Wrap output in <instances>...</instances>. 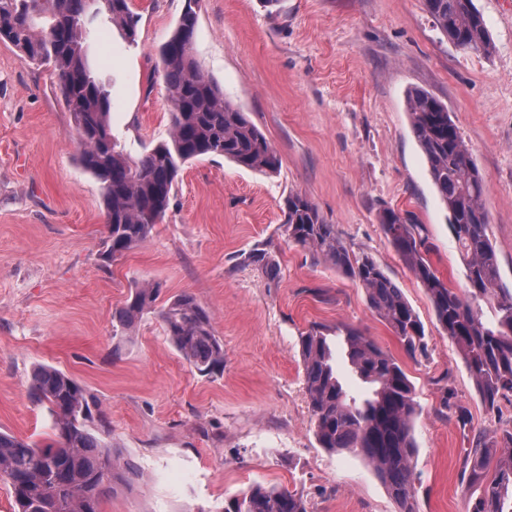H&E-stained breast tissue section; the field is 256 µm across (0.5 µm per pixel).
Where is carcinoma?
<instances>
[{"label": "carcinoma", "instance_id": "1", "mask_svg": "<svg viewBox=\"0 0 512 512\" xmlns=\"http://www.w3.org/2000/svg\"><path fill=\"white\" fill-rule=\"evenodd\" d=\"M185 4L176 26L159 50V69L169 93L168 138L140 158L124 153L109 122L112 78L102 79L91 58V37L107 21L123 39L136 44L139 15L132 0H0V41L22 61L47 65L80 145L84 170L100 184L108 236L100 257L109 264L144 243L169 209L185 163L222 156L239 166L276 173L281 159L262 131L224 98L192 53L198 14ZM441 33L467 52L493 49L483 16L473 0H424ZM412 132L429 175L449 214V226L465 267L467 288L448 285L426 258L421 225L409 215L384 208L379 221L389 243L431 300L436 328L460 348L486 413L500 421L502 404L512 405V289L502 284L496 248L489 235L483 198L487 183L448 107L428 92L407 96ZM288 241L308 249L364 289L367 302L412 355L424 347L425 328L401 288L367 255L350 252L304 195L291 194L283 224ZM275 281L279 258L258 243L244 255ZM160 285L132 287L113 320L133 328L154 309ZM495 308L484 319L480 302ZM158 315L171 343L199 374L224 366V344L209 314L190 294L173 297ZM341 341L350 372L367 392L348 391L336 368ZM303 381L319 447L365 459L397 503L399 512H416L412 461L417 443L415 387L398 360L358 328L312 324L300 333ZM30 397L52 419L50 442L39 446L0 431V480L12 492L15 512H102L113 484L123 479L112 445L102 435L108 422L98 399L58 368L41 364L32 373ZM454 412L467 424L469 413L452 389L444 390L439 412ZM464 479L475 493L469 512H512V430L478 432L467 449ZM224 512H309L303 497L278 487L256 486L224 501Z\"/></svg>", "mask_w": 512, "mask_h": 512}]
</instances>
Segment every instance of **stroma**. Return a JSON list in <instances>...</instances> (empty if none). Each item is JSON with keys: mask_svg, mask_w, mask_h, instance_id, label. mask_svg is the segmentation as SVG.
Returning a JSON list of instances; mask_svg holds the SVG:
<instances>
[{"mask_svg": "<svg viewBox=\"0 0 512 512\" xmlns=\"http://www.w3.org/2000/svg\"><path fill=\"white\" fill-rule=\"evenodd\" d=\"M473 2L494 43L488 55L456 48L423 0H199L192 52L281 167L187 163L164 221L109 266L99 259L100 186L80 164L56 78L0 42V430L48 441L50 418L28 387L33 367L50 364L97 396L111 423L105 439L130 467L102 512H224L225 497L258 484L302 495L310 512H398L361 457L328 452L314 434L299 336L315 322L344 324L397 357L415 386L418 512H467L464 450L491 421L379 213L411 212L433 267L464 287L407 112L408 92L424 89L448 106L485 177L490 235L512 288V0ZM184 3L136 0L137 46L113 29L94 49L112 72V134L134 159L168 134L155 65ZM291 193L398 284L425 327L424 352L407 355L362 288L289 242ZM260 241L279 257L277 283L242 263ZM139 282L160 284L165 300L194 296L224 343L223 372L191 369L157 314L116 333L112 313ZM446 386L468 425L439 414Z\"/></svg>", "mask_w": 512, "mask_h": 512, "instance_id": "1", "label": "stroma"}]
</instances>
